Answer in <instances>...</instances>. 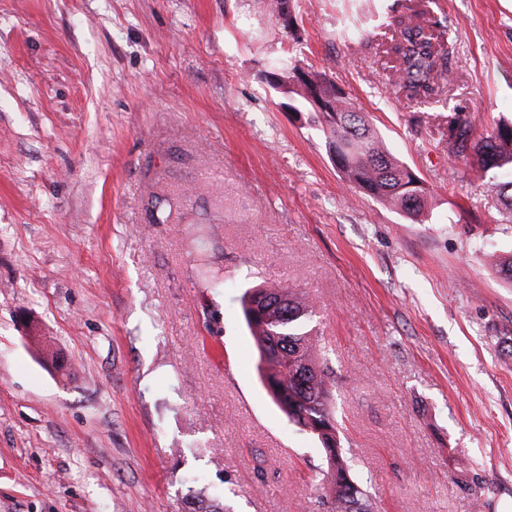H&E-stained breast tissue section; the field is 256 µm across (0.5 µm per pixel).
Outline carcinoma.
Returning <instances> with one entry per match:
<instances>
[{
    "label": "carcinoma",
    "instance_id": "carcinoma-1",
    "mask_svg": "<svg viewBox=\"0 0 512 512\" xmlns=\"http://www.w3.org/2000/svg\"><path fill=\"white\" fill-rule=\"evenodd\" d=\"M442 22L422 9L397 22L391 52L399 67L394 84L409 101L427 100L443 92L451 73L448 49L435 36ZM287 92L302 103L308 119L322 127L329 154L352 187L390 207L412 222L429 210L423 179L393 156L367 116L352 109L345 93L330 79L294 65L281 76ZM449 156L458 161L472 151L480 161L485 192L496 198L512 224V119L477 133L459 112L448 116ZM245 322L259 353L262 381L288 421L317 438L327 469L323 483L326 512H373L369 492L353 475L351 457L333 405L336 372L329 351L312 326L316 302L289 285L262 284L247 289L242 301ZM183 512H224L223 501L203 489L188 488Z\"/></svg>",
    "mask_w": 512,
    "mask_h": 512
}]
</instances>
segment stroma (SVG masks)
<instances>
[{"mask_svg": "<svg viewBox=\"0 0 512 512\" xmlns=\"http://www.w3.org/2000/svg\"><path fill=\"white\" fill-rule=\"evenodd\" d=\"M271 3L0 0V512H180L191 486L324 512L241 315L262 280L317 301L373 512H512V231L448 155L449 109L512 118V0H417L457 62L425 102L393 83L407 0H288L290 32ZM285 60L419 173L428 220L341 179Z\"/></svg>", "mask_w": 512, "mask_h": 512, "instance_id": "35a3bbf8", "label": "stroma"}]
</instances>
